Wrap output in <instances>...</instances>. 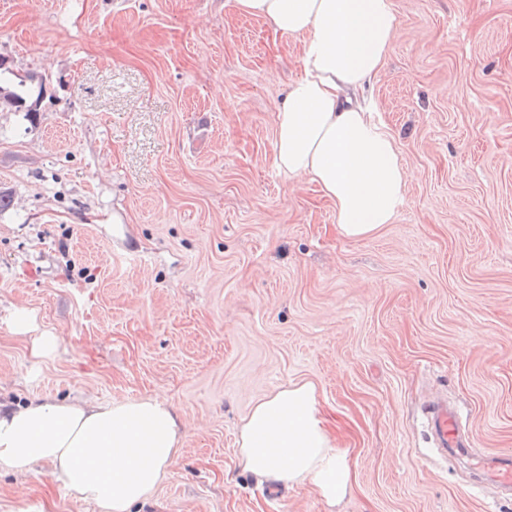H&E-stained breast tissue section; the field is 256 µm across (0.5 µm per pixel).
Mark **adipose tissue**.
<instances>
[{
    "label": "adipose tissue",
    "mask_w": 512,
    "mask_h": 512,
    "mask_svg": "<svg viewBox=\"0 0 512 512\" xmlns=\"http://www.w3.org/2000/svg\"><path fill=\"white\" fill-rule=\"evenodd\" d=\"M241 12L298 38L303 74L278 112L273 160L291 180L319 186L339 233L369 238L394 223L409 175L395 139L360 103L398 36L393 0H236ZM181 426L159 396L98 403L84 398L0 401V469L24 476L48 462L52 481L96 505L131 512L167 480ZM238 464L255 481L312 485L328 504L351 487L348 452L331 440L316 389L293 383L243 418Z\"/></svg>",
    "instance_id": "obj_1"
}]
</instances>
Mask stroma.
I'll list each match as a JSON object with an SVG mask.
<instances>
[{"label": "stroma", "instance_id": "1", "mask_svg": "<svg viewBox=\"0 0 512 512\" xmlns=\"http://www.w3.org/2000/svg\"><path fill=\"white\" fill-rule=\"evenodd\" d=\"M393 3L366 95L410 178L350 240L273 165L298 41L236 0H0V57L45 83L36 123L0 112V400L166 399L182 446L134 512H512L474 465L512 457V0ZM293 382L349 452L336 506L238 466L242 418ZM438 397L467 453L437 452ZM51 470L1 471L0 512H97Z\"/></svg>", "mask_w": 512, "mask_h": 512}]
</instances>
